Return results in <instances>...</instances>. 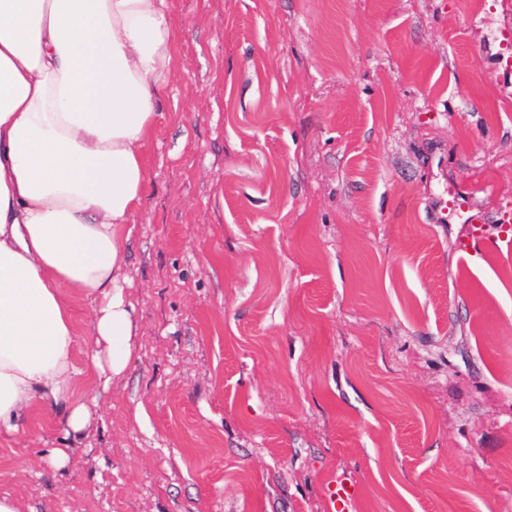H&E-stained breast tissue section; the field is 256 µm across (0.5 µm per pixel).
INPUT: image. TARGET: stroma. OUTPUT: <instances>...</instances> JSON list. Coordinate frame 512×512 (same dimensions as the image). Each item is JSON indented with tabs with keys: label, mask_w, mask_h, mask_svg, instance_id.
<instances>
[{
	"label": "stroma",
	"mask_w": 512,
	"mask_h": 512,
	"mask_svg": "<svg viewBox=\"0 0 512 512\" xmlns=\"http://www.w3.org/2000/svg\"><path fill=\"white\" fill-rule=\"evenodd\" d=\"M133 357L19 512H512V0H170ZM454 192L441 224L428 211ZM39 448L66 449L57 469ZM355 487L348 481L332 483L329 487L331 510L336 512H350V505L355 496Z\"/></svg>",
	"instance_id": "1"
}]
</instances>
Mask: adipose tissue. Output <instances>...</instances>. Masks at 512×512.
I'll list each match as a JSON object with an SVG mask.
<instances>
[{
	"label": "adipose tissue",
	"mask_w": 512,
	"mask_h": 512,
	"mask_svg": "<svg viewBox=\"0 0 512 512\" xmlns=\"http://www.w3.org/2000/svg\"><path fill=\"white\" fill-rule=\"evenodd\" d=\"M175 40L169 0H0V435L36 411L90 423L61 286L95 301L98 386L132 358L122 229Z\"/></svg>",
	"instance_id": "ef3b65f1"
}]
</instances>
